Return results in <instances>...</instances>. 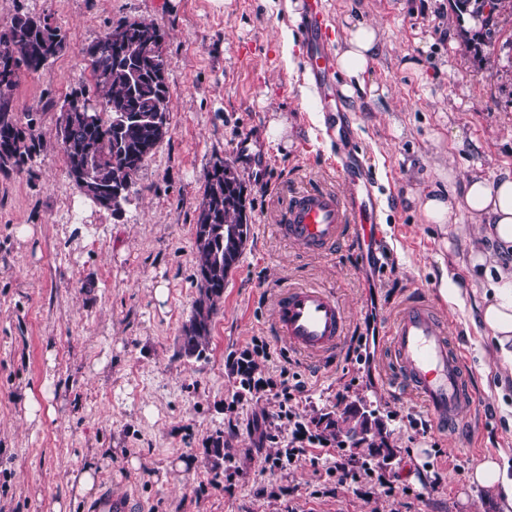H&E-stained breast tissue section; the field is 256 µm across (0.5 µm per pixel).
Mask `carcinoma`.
<instances>
[{
	"mask_svg": "<svg viewBox=\"0 0 512 512\" xmlns=\"http://www.w3.org/2000/svg\"><path fill=\"white\" fill-rule=\"evenodd\" d=\"M459 17L467 15L481 24L475 40L496 34L493 13L512 16V0H452ZM490 12H485L487 3ZM46 16L29 12L17 13L10 25L0 30V49L17 54L16 68L37 72L56 57L66 46L67 33L55 25L42 26ZM134 37L130 38L133 53L120 56L108 40H100L98 56L89 60L91 83L81 86L82 96L101 104L90 114V120L76 115L69 126L62 151L67 168L80 165L86 157L95 164L83 193L95 201L112 187L126 189L122 199L128 200L127 189L133 178L152 157L164 138L152 119L169 125L171 93L169 86H160L156 66L151 56L152 43L139 37L153 33L164 37L152 22L132 23ZM17 84V76H6L0 70V172L22 173L40 155L41 142L32 133L34 118L22 125L8 109V96ZM129 115L124 123L112 122V111ZM250 224L246 213L244 187L229 166L213 165L208 171L202 202L194 230L193 254L198 273V297L180 336L181 354L200 359L210 345L211 325L224 296V285L231 269L242 255V241L248 238ZM315 430L328 435L339 447L351 438L366 433L369 462L384 463L393 457L390 432L376 410L366 404H351L339 415L323 414L311 421Z\"/></svg>",
	"mask_w": 512,
	"mask_h": 512,
	"instance_id": "1",
	"label": "carcinoma"
}]
</instances>
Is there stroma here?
<instances>
[{"label": "stroma", "mask_w": 512, "mask_h": 512, "mask_svg": "<svg viewBox=\"0 0 512 512\" xmlns=\"http://www.w3.org/2000/svg\"><path fill=\"white\" fill-rule=\"evenodd\" d=\"M287 0H0V28L17 11L50 16L68 34L49 67L21 72L9 112L35 117L43 143L30 171L0 173V512H84L71 471L95 465L97 487L138 497L145 512H503L467 476L505 455L512 474V373L499 368L487 329L441 294V267L482 301L472 243L454 224L425 223L413 196L458 176L512 172V17L474 52L478 30L450 0H324L332 48L349 18L379 28L365 90L340 96L353 142L380 186L381 237L368 251L351 239L328 255L303 252L278 232L289 198L304 189L351 188L336 168L324 115L302 100L307 63L289 74L280 32L299 31ZM124 19L165 34L172 103L169 133L138 172L121 215L84 196L68 175L55 120L66 95L88 84L86 49ZM286 128L267 140L270 121ZM265 148L257 170L239 141ZM238 173L250 236L230 272L206 358L181 355L179 338L198 296L193 237L215 161ZM30 226L32 235L17 231ZM321 286L336 297L349 332L335 360L291 349L273 330L285 289ZM165 287L157 299V287ZM434 299L468 365L480 408L469 447L437 432L413 394L392 388L382 359L403 300ZM270 358L259 377L287 369L302 391L295 419L309 423L338 404L366 401L383 417L394 491L337 481L325 461L271 471L264 459L292 438L263 440L278 406L238 394L234 363L252 340ZM40 404L24 419L23 393ZM232 461L212 474L215 439Z\"/></svg>", "instance_id": "35a3bbf8"}]
</instances>
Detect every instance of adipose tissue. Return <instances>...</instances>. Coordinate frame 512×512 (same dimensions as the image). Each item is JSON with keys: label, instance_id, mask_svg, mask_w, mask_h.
<instances>
[{"label": "adipose tissue", "instance_id": "obj_1", "mask_svg": "<svg viewBox=\"0 0 512 512\" xmlns=\"http://www.w3.org/2000/svg\"><path fill=\"white\" fill-rule=\"evenodd\" d=\"M378 53V32L373 25L351 22L343 47L337 53V66L348 79L346 95H353L355 85L363 84L369 64ZM418 206L426 222L452 224L457 214L465 213L475 227L483 228L490 243L501 250L512 249V173L494 178L471 175L463 188L454 183L421 191ZM472 266L483 270L492 291L490 299L477 307L482 325L489 330L504 365L512 366V261L497 262L491 252L476 251L470 256ZM487 500L512 507V480L499 460L489 458L470 475Z\"/></svg>", "mask_w": 512, "mask_h": 512}]
</instances>
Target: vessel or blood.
Returning a JSON list of instances; mask_svg holds the SVG:
<instances>
[{
	"instance_id": "vessel-or-blood-1",
	"label": "vessel or blood",
	"mask_w": 512,
	"mask_h": 512,
	"mask_svg": "<svg viewBox=\"0 0 512 512\" xmlns=\"http://www.w3.org/2000/svg\"><path fill=\"white\" fill-rule=\"evenodd\" d=\"M303 35L309 47L308 73L318 89L333 87V61L325 44L329 17L321 0H302ZM350 194L307 189L297 192L279 231L304 250L327 253L350 235L362 243L377 237L375 184L359 158L346 163ZM274 329L296 351L331 355L346 334L345 315L334 295L318 287L287 289L274 310ZM390 353L401 382L425 405L436 425L475 436L469 420L478 403L469 391L466 362L427 296L407 300L390 330ZM87 512H141L126 494L104 489Z\"/></svg>"
}]
</instances>
